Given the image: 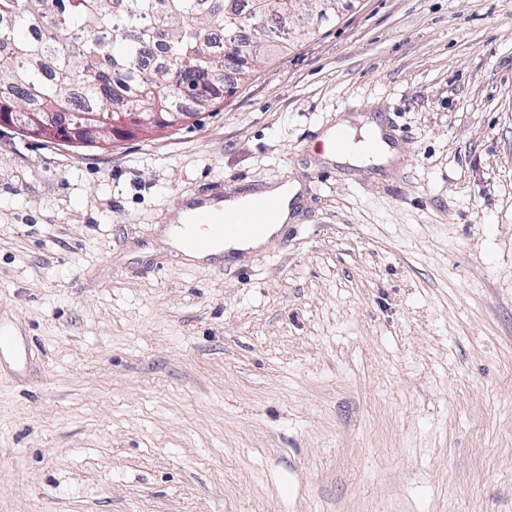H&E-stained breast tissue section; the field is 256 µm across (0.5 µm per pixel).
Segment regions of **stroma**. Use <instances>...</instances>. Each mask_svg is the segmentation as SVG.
<instances>
[{"label":"stroma","mask_w":512,"mask_h":512,"mask_svg":"<svg viewBox=\"0 0 512 512\" xmlns=\"http://www.w3.org/2000/svg\"><path fill=\"white\" fill-rule=\"evenodd\" d=\"M212 112L0 125V512H512V0H341ZM376 121L396 166L324 156ZM289 184L223 268L180 197Z\"/></svg>","instance_id":"35a3bbf8"}]
</instances>
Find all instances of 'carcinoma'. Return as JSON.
I'll return each mask as SVG.
<instances>
[{
  "label": "carcinoma",
  "instance_id": "obj_1",
  "mask_svg": "<svg viewBox=\"0 0 512 512\" xmlns=\"http://www.w3.org/2000/svg\"><path fill=\"white\" fill-rule=\"evenodd\" d=\"M264 15L224 13V0H0V113L30 112L40 121L61 112L95 113L109 127L128 112H200L235 94L274 43L313 33L336 20V0H263ZM252 29L247 43L235 32ZM224 28V51L209 32ZM165 58L145 59L157 37Z\"/></svg>",
  "mask_w": 512,
  "mask_h": 512
}]
</instances>
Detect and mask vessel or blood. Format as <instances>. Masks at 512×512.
Wrapping results in <instances>:
<instances>
[{
	"mask_svg": "<svg viewBox=\"0 0 512 512\" xmlns=\"http://www.w3.org/2000/svg\"><path fill=\"white\" fill-rule=\"evenodd\" d=\"M276 207V201L259 194L251 197L246 208L228 207L220 190L183 198L175 211L173 243L185 255L223 252L225 240H247L257 235L262 229L261 218Z\"/></svg>",
	"mask_w": 512,
	"mask_h": 512,
	"instance_id": "vessel-or-blood-1",
	"label": "vessel or blood"
}]
</instances>
